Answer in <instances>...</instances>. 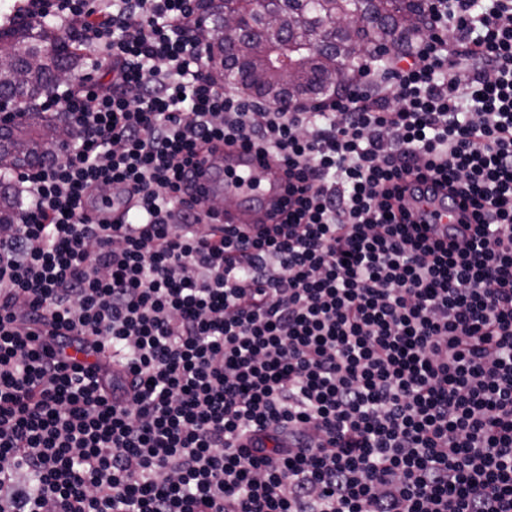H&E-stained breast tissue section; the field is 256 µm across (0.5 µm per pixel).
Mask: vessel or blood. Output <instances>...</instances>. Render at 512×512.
Returning a JSON list of instances; mask_svg holds the SVG:
<instances>
[{
	"mask_svg": "<svg viewBox=\"0 0 512 512\" xmlns=\"http://www.w3.org/2000/svg\"><path fill=\"white\" fill-rule=\"evenodd\" d=\"M206 174L201 191L210 199L226 198L234 205L224 214L228 224L275 223L287 196L281 162L241 147L204 154Z\"/></svg>",
	"mask_w": 512,
	"mask_h": 512,
	"instance_id": "1",
	"label": "vessel or blood"
}]
</instances>
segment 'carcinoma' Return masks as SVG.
<instances>
[{"label": "carcinoma", "instance_id": "cac0c4a2", "mask_svg": "<svg viewBox=\"0 0 512 512\" xmlns=\"http://www.w3.org/2000/svg\"><path fill=\"white\" fill-rule=\"evenodd\" d=\"M278 27L266 38L254 43L242 56H224L223 16L211 17V38L218 48L217 58L224 66V83H246L254 98L272 100L282 96L318 99L328 96L337 85L327 81L336 63L359 57L369 48L394 47L403 50L421 32L417 25L421 14L417 0H282L273 11ZM344 17L355 26L336 41L333 51L315 54L295 69L292 81L268 65L269 46L278 41H307L308 33L323 19ZM11 23L0 27V39L11 42L13 59L0 60V94L15 98L25 105L28 121L4 132L0 137V168L16 169L22 164L36 163L45 158L47 146L55 141V121L41 115L37 101L47 84L62 69L79 64L80 56L68 36L47 24L30 23L17 18H5ZM38 54L39 67L27 72L24 81L16 79V69L26 59ZM18 201L9 189L0 190V224L15 219Z\"/></svg>", "mask_w": 512, "mask_h": 512}]
</instances>
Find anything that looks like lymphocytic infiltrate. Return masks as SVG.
<instances>
[{"label":"lymphocytic infiltrate","mask_w":512,"mask_h":512,"mask_svg":"<svg viewBox=\"0 0 512 512\" xmlns=\"http://www.w3.org/2000/svg\"><path fill=\"white\" fill-rule=\"evenodd\" d=\"M15 14L107 80L44 98L71 138L0 224V512H512V0L293 110L225 90L195 0ZM213 143L283 163L279 222L191 201ZM440 194L474 221L408 219Z\"/></svg>","instance_id":"f902f5d3"}]
</instances>
